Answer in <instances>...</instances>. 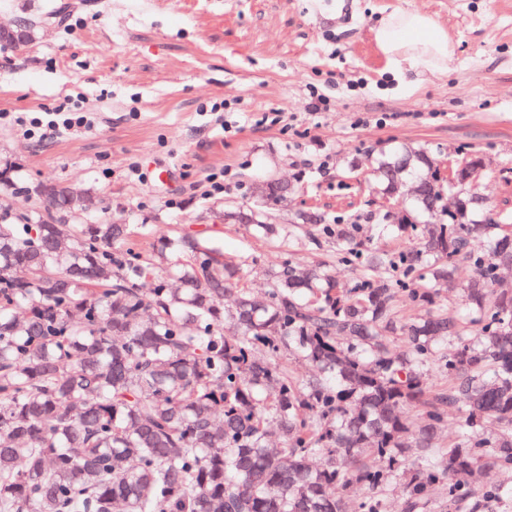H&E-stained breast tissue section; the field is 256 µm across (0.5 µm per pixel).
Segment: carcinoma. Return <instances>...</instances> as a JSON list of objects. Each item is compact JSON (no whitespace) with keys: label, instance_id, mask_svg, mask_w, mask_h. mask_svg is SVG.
<instances>
[{"label":"carcinoma","instance_id":"cac0c4a2","mask_svg":"<svg viewBox=\"0 0 512 512\" xmlns=\"http://www.w3.org/2000/svg\"><path fill=\"white\" fill-rule=\"evenodd\" d=\"M61 12L23 16L27 41ZM439 163L410 145L368 159L385 199L421 180L406 214L379 222L412 246L378 254L353 225L298 213L358 277L285 261L260 295L197 236L176 241L185 260L172 263L165 240L149 259L130 247L129 224L80 223L63 182L20 224L0 207V512H346L353 483L373 490L357 512H384L396 475L405 512L444 493L455 509L492 508L506 491L465 476L512 469V291L496 287L512 222L476 220L477 191L448 212ZM294 191L267 180L227 216L274 237L268 210ZM461 265L469 312L450 321L435 286ZM403 295L420 313L400 316ZM290 354L315 374L295 379ZM437 354L441 393L426 372ZM446 405L465 432L440 448ZM412 452L429 460L406 469Z\"/></svg>","mask_w":512,"mask_h":512}]
</instances>
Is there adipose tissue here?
<instances>
[{"instance_id": "adipose-tissue-1", "label": "adipose tissue", "mask_w": 512, "mask_h": 512, "mask_svg": "<svg viewBox=\"0 0 512 512\" xmlns=\"http://www.w3.org/2000/svg\"><path fill=\"white\" fill-rule=\"evenodd\" d=\"M374 40L396 74L444 72L454 47L447 33L420 11H400L380 18L371 28Z\"/></svg>"}]
</instances>
